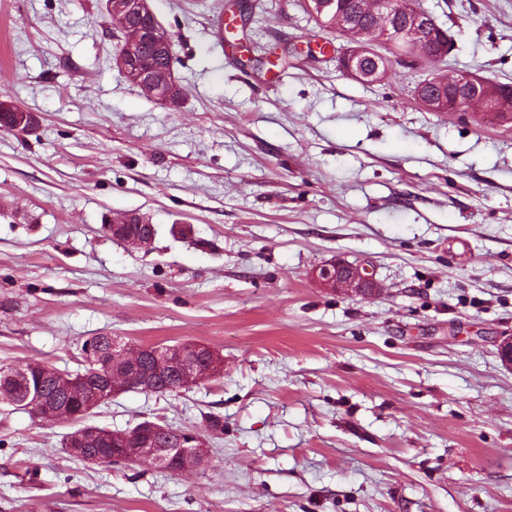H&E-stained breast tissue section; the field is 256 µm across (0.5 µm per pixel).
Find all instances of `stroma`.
I'll return each mask as SVG.
<instances>
[{"label": "stroma", "instance_id": "35a3bbf8", "mask_svg": "<svg viewBox=\"0 0 512 512\" xmlns=\"http://www.w3.org/2000/svg\"><path fill=\"white\" fill-rule=\"evenodd\" d=\"M148 0L186 89L119 72L103 0H0V367H82L112 333L194 342L221 379L95 409L206 438L183 475L89 465L69 422L0 407V512H512V122L431 112L432 65L348 77L298 0ZM446 69L512 85V0H417ZM150 217V251L102 229ZM365 264V289L318 266ZM221 417L213 437L208 419Z\"/></svg>", "mask_w": 512, "mask_h": 512}]
</instances>
